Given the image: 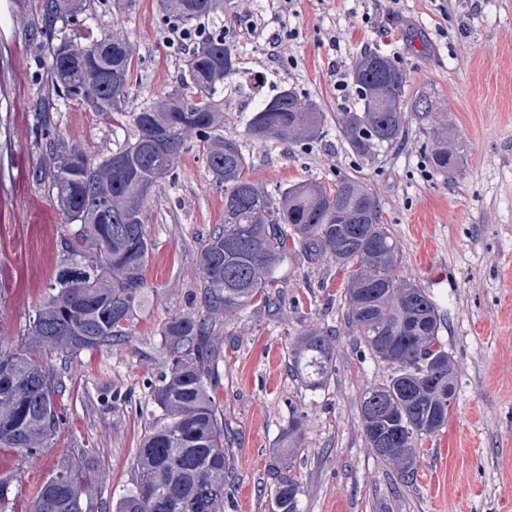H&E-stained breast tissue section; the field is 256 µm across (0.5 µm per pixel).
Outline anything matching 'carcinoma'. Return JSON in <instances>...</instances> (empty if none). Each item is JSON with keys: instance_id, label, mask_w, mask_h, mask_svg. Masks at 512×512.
I'll return each instance as SVG.
<instances>
[{"instance_id": "carcinoma-1", "label": "carcinoma", "mask_w": 512, "mask_h": 512, "mask_svg": "<svg viewBox=\"0 0 512 512\" xmlns=\"http://www.w3.org/2000/svg\"><path fill=\"white\" fill-rule=\"evenodd\" d=\"M160 5L184 25L224 10V0H160ZM84 10L86 0H42L37 30L50 59L52 93L105 112L120 125L127 122L132 131L97 163L58 138L46 141L49 162L39 180L55 193L65 223L80 229L61 243L64 262L29 322L25 346L0 342V450L31 453L59 426L62 384L43 351L73 355L129 341L135 316L150 299L146 275L154 243L146 229L150 195L142 188H154L168 176L193 132L212 181L224 187V224L197 251L200 275L187 308L170 313L158 329L165 370L152 397L160 415L141 439L135 482L116 512H220L233 431L210 391L220 358L213 337L232 335L231 325L258 308L277 316L287 288L283 268L295 256L310 265L329 258L349 270L348 326L390 370L384 383L361 398V430L376 459L401 481L410 479L415 441L448 421L456 366L438 346L435 303L400 272V246L381 223L374 191L357 177L331 185L308 180L273 192L249 179V154L219 134L224 88L239 74L238 50L223 34L201 38L188 52L183 87L126 111L133 54L111 36L66 35L63 29ZM81 40L91 50L92 72L65 53L70 42ZM353 80L358 108L337 118L351 151L375 164L406 137L414 119L432 130L433 171L450 178L459 151L448 142V124L435 121L429 95L406 100L401 64L367 50L354 62ZM53 110L50 99L39 97L35 111L44 131L52 127ZM323 119L318 105L284 86L258 101L246 136L255 145L309 144ZM335 353L328 334L306 328L291 350V370L308 389L319 390L332 376ZM302 425L301 418L291 419L283 443H298ZM268 475L269 512H299L301 484L293 466L278 457ZM91 483L87 459L65 456L28 512H85Z\"/></svg>"}]
</instances>
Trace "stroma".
<instances>
[{"instance_id":"obj_1","label":"stroma","mask_w":512,"mask_h":512,"mask_svg":"<svg viewBox=\"0 0 512 512\" xmlns=\"http://www.w3.org/2000/svg\"><path fill=\"white\" fill-rule=\"evenodd\" d=\"M40 8L41 0H0V340L13 346L23 344L61 267V239L75 230L37 178L47 163L33 107L48 78L35 32ZM176 24L158 0H91L76 19L77 28L133 45V108L180 86L187 51L167 39ZM194 30L231 35L240 55L242 87L224 92V137L243 140L255 102L285 85L319 106L324 122L314 142L250 146L251 180L271 191L303 180H364L400 244L403 274L437 305L439 341L458 368L448 422L417 442L414 480L402 484L361 431V397L389 371L344 320L347 275L332 261L292 259L280 317L252 314L217 339L212 394L235 434L222 512H268V465L296 411L299 512H512V0H224L223 12ZM369 48L401 63L408 96L430 95L460 149L452 179L429 167L433 138L415 123L376 165L349 149L336 117L357 106L352 65ZM53 117L56 137L95 162L127 138L109 116L69 100H57ZM146 216L155 244L147 281L156 293L128 342L74 357L44 352L64 385L61 422L37 452L0 450V477L13 479L0 512H25L66 454L90 459L87 512H113L133 486L134 454L157 413L150 395L163 369L158 328L185 305L199 278L196 253L224 221V189L212 182L196 137L155 187ZM309 325L331 332L336 349L332 377L317 391L289 367L293 342Z\"/></svg>"}]
</instances>
